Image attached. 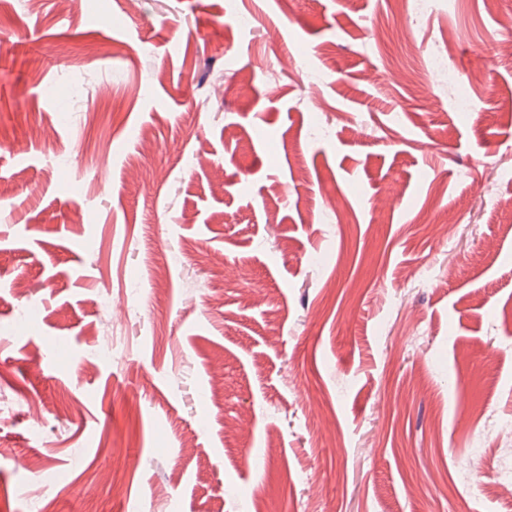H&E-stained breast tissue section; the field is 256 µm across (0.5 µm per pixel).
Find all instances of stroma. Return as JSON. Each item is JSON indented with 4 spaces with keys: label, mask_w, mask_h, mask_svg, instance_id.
<instances>
[{
    "label": "stroma",
    "mask_w": 512,
    "mask_h": 512,
    "mask_svg": "<svg viewBox=\"0 0 512 512\" xmlns=\"http://www.w3.org/2000/svg\"><path fill=\"white\" fill-rule=\"evenodd\" d=\"M431 3L0 0V512H512V0Z\"/></svg>",
    "instance_id": "obj_1"
}]
</instances>
